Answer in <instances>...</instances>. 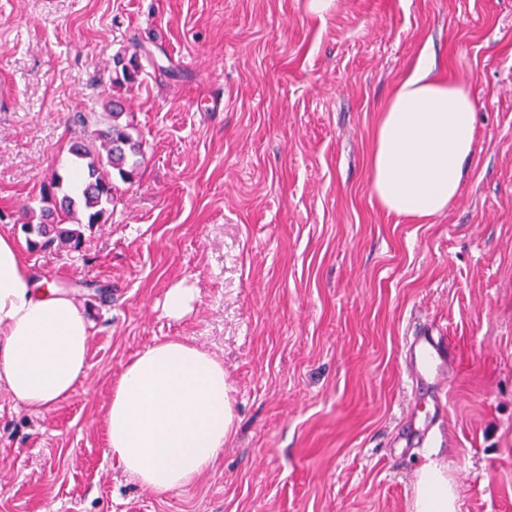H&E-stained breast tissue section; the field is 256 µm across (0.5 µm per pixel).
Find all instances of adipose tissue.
Segmentation results:
<instances>
[{"instance_id": "obj_1", "label": "adipose tissue", "mask_w": 512, "mask_h": 512, "mask_svg": "<svg viewBox=\"0 0 512 512\" xmlns=\"http://www.w3.org/2000/svg\"><path fill=\"white\" fill-rule=\"evenodd\" d=\"M421 60L396 84L372 134L370 189L387 213L415 220L447 211L477 151L469 86ZM93 324L76 299L35 279L0 235V388L34 410L68 397L86 377ZM234 422L224 363L181 338L147 346L113 381L108 455L143 489L196 482L224 450ZM415 512H455L439 468L423 469Z\"/></svg>"}]
</instances>
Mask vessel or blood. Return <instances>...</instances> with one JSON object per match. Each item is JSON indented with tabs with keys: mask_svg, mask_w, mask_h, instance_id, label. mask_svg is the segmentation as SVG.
Masks as SVG:
<instances>
[{
	"mask_svg": "<svg viewBox=\"0 0 512 512\" xmlns=\"http://www.w3.org/2000/svg\"><path fill=\"white\" fill-rule=\"evenodd\" d=\"M403 355L416 395L407 412V425L397 434L392 446L407 450L428 448L435 438L433 428L441 407L437 392L447 384L452 347L446 337L419 326L408 336Z\"/></svg>",
	"mask_w": 512,
	"mask_h": 512,
	"instance_id": "b4317fda",
	"label": "vessel or blood"
}]
</instances>
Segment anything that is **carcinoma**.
I'll return each instance as SVG.
<instances>
[{"mask_svg": "<svg viewBox=\"0 0 512 512\" xmlns=\"http://www.w3.org/2000/svg\"><path fill=\"white\" fill-rule=\"evenodd\" d=\"M115 65L121 67L122 79L132 83L139 73L136 59L117 57ZM122 103L114 98L107 101L105 111L79 115V121L95 130L88 138L76 140L69 147L71 169L80 176L78 185L64 184V178L55 175L49 185L48 197L62 194L59 207L41 211L38 223L23 225L31 248L41 251L81 248L82 223L77 227L67 224L75 211L83 209L87 224H104L112 213L113 176L124 182L138 176L144 162L142 142L133 137L128 126L119 123Z\"/></svg>", "mask_w": 512, "mask_h": 512, "instance_id": "carcinoma-1", "label": "carcinoma"}]
</instances>
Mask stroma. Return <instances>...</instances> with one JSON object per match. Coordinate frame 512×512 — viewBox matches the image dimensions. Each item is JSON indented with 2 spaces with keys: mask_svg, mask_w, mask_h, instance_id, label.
<instances>
[{
  "mask_svg": "<svg viewBox=\"0 0 512 512\" xmlns=\"http://www.w3.org/2000/svg\"><path fill=\"white\" fill-rule=\"evenodd\" d=\"M424 56L468 78L478 151L417 221L377 203L369 155ZM113 95L138 178L79 251L31 250L21 226L67 175L76 116ZM0 233L93 322L65 400L0 390V512H414L429 464L455 512H512V0H0ZM178 284L197 297L173 319ZM421 325L454 342L452 370L432 448L399 458ZM173 337L223 360L234 424L195 484L153 494L102 423L112 380ZM195 288H189L182 284L176 285L167 291L164 312L170 318L182 317L195 300Z\"/></svg>",
  "mask_w": 512,
  "mask_h": 512,
  "instance_id": "1",
  "label": "stroma"
}]
</instances>
